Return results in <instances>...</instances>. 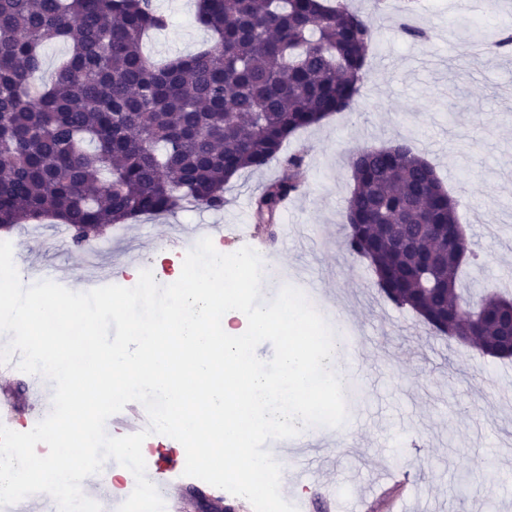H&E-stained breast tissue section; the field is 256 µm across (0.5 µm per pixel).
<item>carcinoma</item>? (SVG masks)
I'll return each instance as SVG.
<instances>
[{
  "mask_svg": "<svg viewBox=\"0 0 512 512\" xmlns=\"http://www.w3.org/2000/svg\"><path fill=\"white\" fill-rule=\"evenodd\" d=\"M213 41L155 60L167 25L153 0H0V229L49 220L84 242L112 224L224 209L233 175L282 158L254 201L257 223L299 192L288 137L352 106L376 31L338 0H196ZM69 52L40 85L44 49ZM347 250L385 298L438 335L473 336L512 359V299L471 305L459 273L477 254L456 203L415 145L349 157Z\"/></svg>",
  "mask_w": 512,
  "mask_h": 512,
  "instance_id": "cac0c4a2",
  "label": "carcinoma"
}]
</instances>
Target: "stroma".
Instances as JSON below:
<instances>
[{"instance_id":"35a3bbf8","label":"stroma","mask_w":512,"mask_h":512,"mask_svg":"<svg viewBox=\"0 0 512 512\" xmlns=\"http://www.w3.org/2000/svg\"><path fill=\"white\" fill-rule=\"evenodd\" d=\"M170 19L144 40L153 57L184 56L209 43L195 21V0H155ZM377 32L367 54L368 75L356 102L326 123L299 130L284 146L304 157V185L272 228L258 227L254 195L281 173L278 162L230 182L220 211H185L107 229L93 239L96 259L125 279L130 261L155 260L157 245L190 224H220L225 249L238 225L249 247L283 267L308 268L311 304L337 338L356 327L366 340L343 389L348 420L339 428L309 427L306 461L313 484L281 480L289 497L307 498L310 512H512V360L438 337L377 288L366 261L344 246V211L352 188L348 158L364 146L412 141L457 203L460 224L475 243L477 264L461 274L465 288L505 290L512 280V55L475 57L458 33V18L436 0H350ZM425 32L412 40L404 27ZM9 236L23 284L32 270L76 278L83 253L71 229L21 224ZM408 475L405 487L382 485L386 468ZM331 488L328 507L319 487Z\"/></svg>"}]
</instances>
